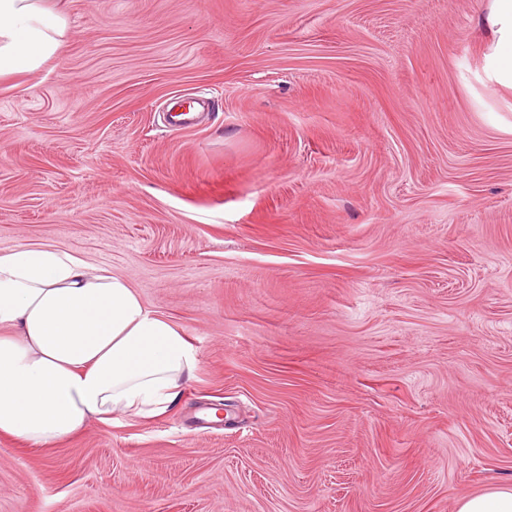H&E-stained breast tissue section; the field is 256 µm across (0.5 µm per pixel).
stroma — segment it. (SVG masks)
Here are the masks:
<instances>
[{
  "label": "stroma",
  "instance_id": "35a3bbf8",
  "mask_svg": "<svg viewBox=\"0 0 512 512\" xmlns=\"http://www.w3.org/2000/svg\"><path fill=\"white\" fill-rule=\"evenodd\" d=\"M47 4L62 50L0 77V254L125 278L199 362L156 416L0 435V512H456L512 484L492 0Z\"/></svg>",
  "mask_w": 512,
  "mask_h": 512
}]
</instances>
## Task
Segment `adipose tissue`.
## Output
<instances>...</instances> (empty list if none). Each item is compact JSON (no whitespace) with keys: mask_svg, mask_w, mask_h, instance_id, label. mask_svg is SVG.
I'll return each instance as SVG.
<instances>
[{"mask_svg":"<svg viewBox=\"0 0 512 512\" xmlns=\"http://www.w3.org/2000/svg\"><path fill=\"white\" fill-rule=\"evenodd\" d=\"M489 21L495 72L512 82V0H493ZM65 28L43 0H0V76L37 70ZM0 327V435L35 446L117 411L162 413L198 365L183 331L126 279L56 249L0 254Z\"/></svg>","mask_w":512,"mask_h":512,"instance_id":"adipose-tissue-1","label":"adipose tissue"}]
</instances>
